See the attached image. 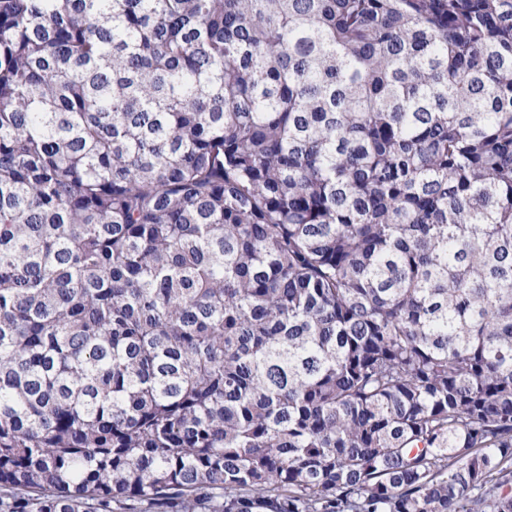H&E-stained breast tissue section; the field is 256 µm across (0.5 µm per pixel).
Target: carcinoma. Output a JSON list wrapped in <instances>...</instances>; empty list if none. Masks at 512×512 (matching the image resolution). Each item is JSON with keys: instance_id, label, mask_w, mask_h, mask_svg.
Wrapping results in <instances>:
<instances>
[{"instance_id": "obj_1", "label": "carcinoma", "mask_w": 512, "mask_h": 512, "mask_svg": "<svg viewBox=\"0 0 512 512\" xmlns=\"http://www.w3.org/2000/svg\"><path fill=\"white\" fill-rule=\"evenodd\" d=\"M512 512V0H0V512Z\"/></svg>"}]
</instances>
